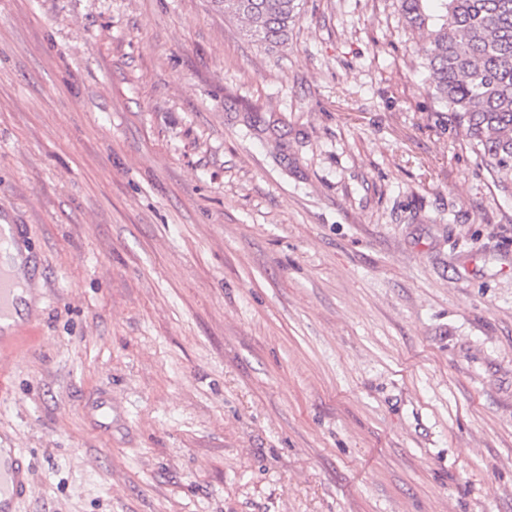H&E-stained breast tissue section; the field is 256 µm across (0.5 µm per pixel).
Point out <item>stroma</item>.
<instances>
[{
	"label": "stroma",
	"mask_w": 512,
	"mask_h": 512,
	"mask_svg": "<svg viewBox=\"0 0 512 512\" xmlns=\"http://www.w3.org/2000/svg\"><path fill=\"white\" fill-rule=\"evenodd\" d=\"M0 0L18 512H512V193L397 0ZM224 16L245 19L256 41L269 47L288 41L300 11V0H222Z\"/></svg>",
	"instance_id": "stroma-1"
}]
</instances>
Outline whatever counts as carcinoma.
Returning <instances> with one entry per match:
<instances>
[{
  "mask_svg": "<svg viewBox=\"0 0 512 512\" xmlns=\"http://www.w3.org/2000/svg\"><path fill=\"white\" fill-rule=\"evenodd\" d=\"M256 41H288L300 0H221ZM407 28L423 37L428 94L451 113L464 141L499 187H512V0H399Z\"/></svg>",
  "mask_w": 512,
  "mask_h": 512,
  "instance_id": "obj_1",
  "label": "carcinoma"
}]
</instances>
